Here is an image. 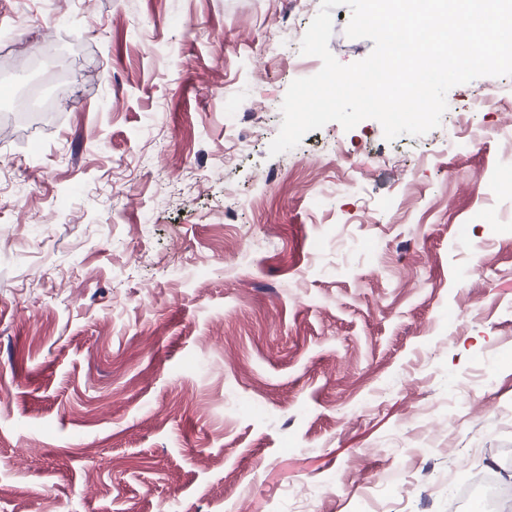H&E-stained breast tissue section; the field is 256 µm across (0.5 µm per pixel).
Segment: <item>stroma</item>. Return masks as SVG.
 <instances>
[{
    "label": "stroma",
    "instance_id": "obj_1",
    "mask_svg": "<svg viewBox=\"0 0 512 512\" xmlns=\"http://www.w3.org/2000/svg\"><path fill=\"white\" fill-rule=\"evenodd\" d=\"M320 8L0 0V512H448L512 451V75L270 155Z\"/></svg>",
    "mask_w": 512,
    "mask_h": 512
}]
</instances>
